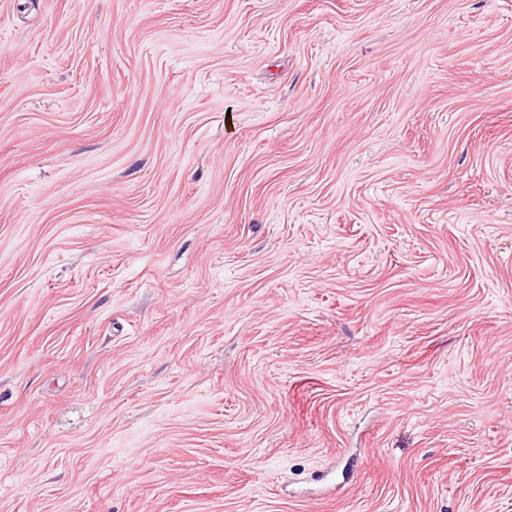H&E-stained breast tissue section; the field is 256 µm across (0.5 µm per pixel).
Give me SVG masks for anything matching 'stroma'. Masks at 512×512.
<instances>
[{"label": "stroma", "mask_w": 512, "mask_h": 512, "mask_svg": "<svg viewBox=\"0 0 512 512\" xmlns=\"http://www.w3.org/2000/svg\"><path fill=\"white\" fill-rule=\"evenodd\" d=\"M0 512H512V0H0Z\"/></svg>", "instance_id": "1"}]
</instances>
